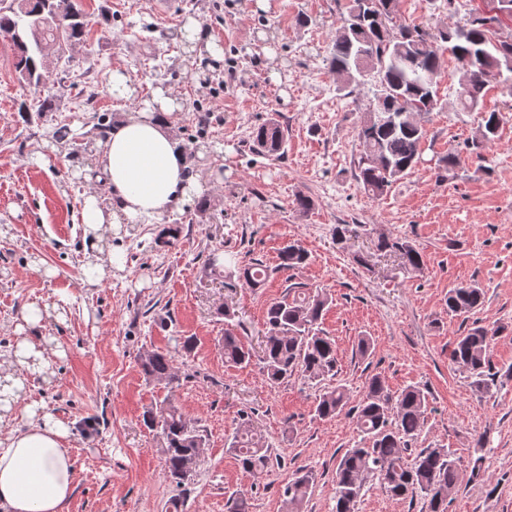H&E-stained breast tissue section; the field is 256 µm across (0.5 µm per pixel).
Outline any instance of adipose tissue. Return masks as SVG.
Segmentation results:
<instances>
[{
  "label": "adipose tissue",
  "mask_w": 512,
  "mask_h": 512,
  "mask_svg": "<svg viewBox=\"0 0 512 512\" xmlns=\"http://www.w3.org/2000/svg\"><path fill=\"white\" fill-rule=\"evenodd\" d=\"M178 108L167 90L156 89L100 141L99 162L112 198L86 194L81 212L86 234L96 238L105 226L141 224L194 203L200 186L188 176V154L172 133ZM44 354L23 336L12 361L0 363V512H64L73 493L74 461L63 446L68 427L51 413L33 410L27 429L10 424L12 404L24 389L22 371L43 362Z\"/></svg>",
  "instance_id": "1"
}]
</instances>
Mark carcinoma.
I'll return each mask as SVG.
<instances>
[{
  "label": "carcinoma",
  "mask_w": 512,
  "mask_h": 512,
  "mask_svg": "<svg viewBox=\"0 0 512 512\" xmlns=\"http://www.w3.org/2000/svg\"><path fill=\"white\" fill-rule=\"evenodd\" d=\"M396 0H349L333 38L328 57L330 71L336 73L338 91L355 87H374L375 103L362 113L357 136L362 151L353 160L355 178L372 199L386 195L392 184L422 163L424 125L417 120L440 106L436 77L441 58L455 57L462 70L457 92V110L481 111L486 91L499 87L512 98V36L493 37L492 28L500 16L512 18V0H493L495 15L476 17L467 26L441 29L435 33L419 24L403 25L391 33ZM88 34L87 16L78 0H0V35L14 46L13 67L19 78L40 89L47 80L50 53L60 60ZM503 112L484 113L482 123L467 147L476 155L498 140L505 123ZM288 129L271 119L257 127L251 136L252 147L265 157H284ZM460 152L448 149L438 158V177L459 166ZM377 249L396 253L404 266L421 272L420 251L401 238L378 240ZM309 260L308 252L290 242L280 253L282 267L293 269ZM269 270L259 262L238 268V277L256 288L268 278ZM485 299L475 284H460L448 290V312L469 317ZM328 304L326 293L302 286H290L284 297L266 312L267 336L260 362L270 386L276 387L300 374L321 382L336 376V349L319 329ZM495 332L473 325L458 337L450 353L453 363L469 372L471 385L482 394L494 387L489 372V350ZM225 363L242 365L251 351L234 332L221 337ZM140 365L147 378L173 389L194 378L181 375L172 356L150 351ZM347 391L341 384L324 388L315 412L322 419L334 418L346 407ZM426 396L416 386L391 393L384 379L375 374L366 382L365 394L355 412V423L368 446L348 450L336 468L334 512H354L367 479H377L387 493L396 498L423 494L429 512H448V493L461 482L460 471L444 448H424L413 460L404 448L421 430ZM147 426L164 436V463L169 477L179 486L194 480L206 434L202 427L186 420L178 408L162 406L144 417ZM242 469L262 473L271 464V453L255 437L250 419L241 418L230 443ZM312 475L296 477L284 488L288 512H301Z\"/></svg>",
  "instance_id": "cac0c4a2"
}]
</instances>
